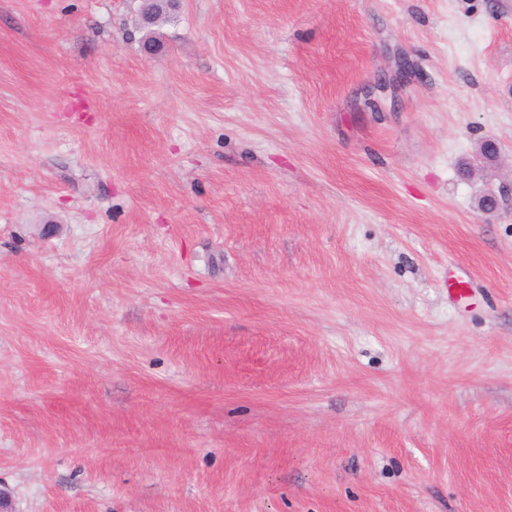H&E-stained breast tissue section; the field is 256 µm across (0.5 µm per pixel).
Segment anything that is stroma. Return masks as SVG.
Masks as SVG:
<instances>
[{"mask_svg": "<svg viewBox=\"0 0 512 512\" xmlns=\"http://www.w3.org/2000/svg\"><path fill=\"white\" fill-rule=\"evenodd\" d=\"M140 6L0 0L17 512H512V0ZM478 210L484 214H496L502 210H512V180L501 184L496 191H490L478 201Z\"/></svg>", "mask_w": 512, "mask_h": 512, "instance_id": "35a3bbf8", "label": "stroma"}]
</instances>
